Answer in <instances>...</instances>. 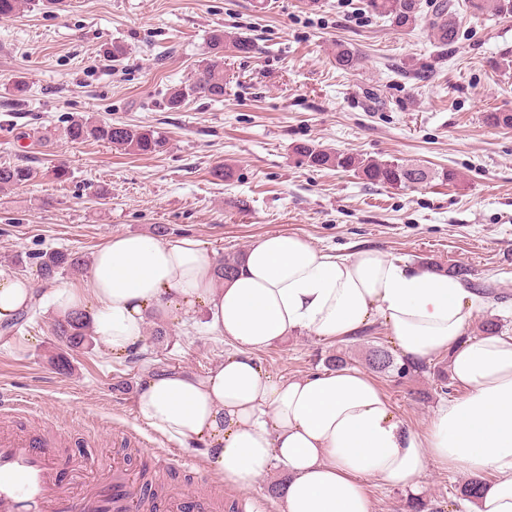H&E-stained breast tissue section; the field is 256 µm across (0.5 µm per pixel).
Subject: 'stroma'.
<instances>
[{"label":"stroma","mask_w":512,"mask_h":512,"mask_svg":"<svg viewBox=\"0 0 512 512\" xmlns=\"http://www.w3.org/2000/svg\"><path fill=\"white\" fill-rule=\"evenodd\" d=\"M458 41L438 43L426 19L410 29L373 16L367 0H69L67 10L30 0L0 19V165H23L30 181L0 190V269L41 279L30 254L67 249L92 256L112 235L190 236L218 255L240 254L259 237L286 232L339 253L381 250L416 267L429 258L471 272V284L494 287L482 318L512 334V128L487 126L484 113L512 111V73L489 66L512 54V16L496 18L458 0ZM249 38L254 53L224 50L226 88L219 101L165 102L168 88L190 83L209 54L212 29ZM357 51V70L338 69L337 43ZM123 46L119 60L105 58ZM27 85L13 93L15 78ZM71 115L145 126L167 140L163 152L129 155L103 142H70ZM321 145L380 160H412L460 173L456 184L374 186L357 174L308 166L297 145ZM69 174L57 178V166ZM106 196L95 197L96 187ZM56 317L0 327V396L25 407L21 427L58 417L74 424L62 457L111 460L147 468L152 454L187 457L168 482L187 494L202 490L207 463L199 449L168 440L136 414L141 378L181 369L206 374L231 354L204 327L160 326L168 340L147 342V359L74 353L70 373L51 357ZM375 325L369 336L324 341L299 333L260 352L265 370L290 379L325 369L331 355L368 369V349L390 346ZM372 376L398 415L425 429L443 396L433 371ZM285 469L274 465L252 489L224 485V512L243 497L280 512L268 490ZM469 476L430 463L417 492L370 483L373 512H408L415 499L448 512H470L460 494Z\"/></svg>","instance_id":"1"}]
</instances>
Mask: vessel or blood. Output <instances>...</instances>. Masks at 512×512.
Returning <instances> with one entry per match:
<instances>
[{
	"label": "vessel or blood",
	"mask_w": 512,
	"mask_h": 512,
	"mask_svg": "<svg viewBox=\"0 0 512 512\" xmlns=\"http://www.w3.org/2000/svg\"><path fill=\"white\" fill-rule=\"evenodd\" d=\"M64 426L55 418L22 431L0 423V512H221L216 486L189 497L161 486L146 493L135 471L112 463L87 476V459L62 464Z\"/></svg>",
	"instance_id": "b4317fda"
}]
</instances>
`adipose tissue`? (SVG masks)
<instances>
[{
	"label": "adipose tissue",
	"instance_id": "1",
	"mask_svg": "<svg viewBox=\"0 0 512 512\" xmlns=\"http://www.w3.org/2000/svg\"><path fill=\"white\" fill-rule=\"evenodd\" d=\"M192 237L117 234L85 284L55 287L49 305L82 311L98 350H144L149 318L204 322L232 354L205 376L144 379L137 415L164 437L202 446L212 470L247 489L282 464L281 512H372L368 481L417 488L428 462L486 476L473 512H512V335L469 336L484 301L456 278L377 249L339 254L291 233L256 240L231 276ZM27 277L0 270V323L33 303ZM380 324L403 358L447 354L458 395L426 430L405 422L363 370L345 366L273 379L258 354L296 333L350 340Z\"/></svg>",
	"mask_w": 512,
	"mask_h": 512
}]
</instances>
